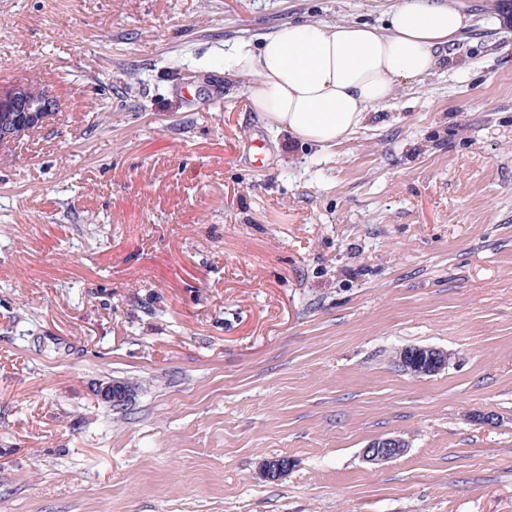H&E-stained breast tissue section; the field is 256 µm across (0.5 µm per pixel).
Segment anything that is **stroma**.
<instances>
[{
	"instance_id": "1",
	"label": "stroma",
	"mask_w": 512,
	"mask_h": 512,
	"mask_svg": "<svg viewBox=\"0 0 512 512\" xmlns=\"http://www.w3.org/2000/svg\"><path fill=\"white\" fill-rule=\"evenodd\" d=\"M396 2L0 0V87L61 104L0 147V512H512L498 0H449L469 25L447 66L331 148L216 65ZM406 346L450 364L404 374ZM389 435L407 452L363 462ZM129 395L128 387L121 382L108 383L100 391L102 401L114 408L127 405Z\"/></svg>"
}]
</instances>
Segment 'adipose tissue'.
<instances>
[{"label":"adipose tissue","mask_w":512,"mask_h":512,"mask_svg":"<svg viewBox=\"0 0 512 512\" xmlns=\"http://www.w3.org/2000/svg\"><path fill=\"white\" fill-rule=\"evenodd\" d=\"M464 26L463 14L438 0H398L381 29L298 20L232 45L224 76L250 79L252 108L268 127L331 147L447 61Z\"/></svg>","instance_id":"obj_1"}]
</instances>
